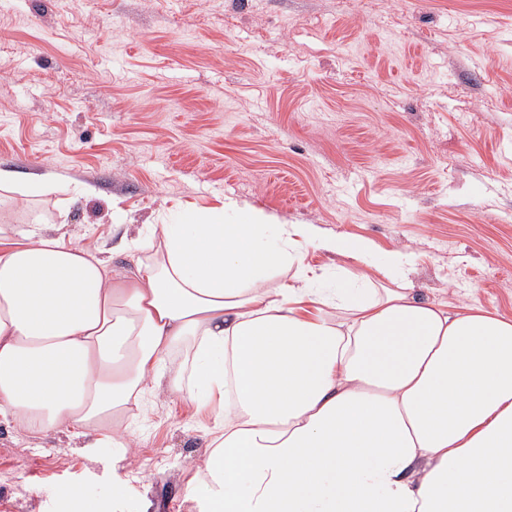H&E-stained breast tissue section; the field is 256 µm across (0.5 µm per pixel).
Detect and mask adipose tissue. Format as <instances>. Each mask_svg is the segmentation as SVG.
I'll list each match as a JSON object with an SVG mask.
<instances>
[{
    "label": "adipose tissue",
    "instance_id": "ef3b65f1",
    "mask_svg": "<svg viewBox=\"0 0 512 512\" xmlns=\"http://www.w3.org/2000/svg\"><path fill=\"white\" fill-rule=\"evenodd\" d=\"M310 247L360 268L317 287ZM404 264L231 199L109 250L1 224L0 416L128 448L147 398L219 397L205 512H512V318L420 299Z\"/></svg>",
    "mask_w": 512,
    "mask_h": 512
}]
</instances>
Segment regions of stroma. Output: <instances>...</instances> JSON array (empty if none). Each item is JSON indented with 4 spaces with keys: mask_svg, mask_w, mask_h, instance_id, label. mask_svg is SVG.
Returning <instances> with one entry per match:
<instances>
[{
    "mask_svg": "<svg viewBox=\"0 0 512 512\" xmlns=\"http://www.w3.org/2000/svg\"><path fill=\"white\" fill-rule=\"evenodd\" d=\"M0 167L56 180L6 224L112 246L232 198L512 317V0H0ZM213 428L184 397L132 448L0 419V512H200Z\"/></svg>",
    "mask_w": 512,
    "mask_h": 512,
    "instance_id": "obj_1",
    "label": "stroma"
}]
</instances>
